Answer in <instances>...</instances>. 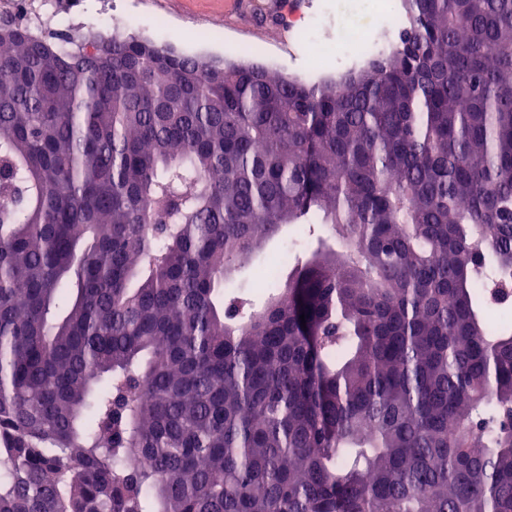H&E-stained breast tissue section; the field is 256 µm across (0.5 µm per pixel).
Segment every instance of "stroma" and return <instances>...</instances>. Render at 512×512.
Returning a JSON list of instances; mask_svg holds the SVG:
<instances>
[{"label": "stroma", "instance_id": "1", "mask_svg": "<svg viewBox=\"0 0 512 512\" xmlns=\"http://www.w3.org/2000/svg\"><path fill=\"white\" fill-rule=\"evenodd\" d=\"M300 26H318L328 39L339 35L342 25L379 29L387 14L377 0H285L283 12L263 20L248 10L225 14L224 0H83V32L106 33L105 18L132 14L137 36L166 44L178 52L220 57L233 63H259L270 71L308 83L331 81L352 71V64L328 50L316 66H309L305 48L287 29L293 13ZM218 32L217 40L199 42L198 32Z\"/></svg>", "mask_w": 512, "mask_h": 512}]
</instances>
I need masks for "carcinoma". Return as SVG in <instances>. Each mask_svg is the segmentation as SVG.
<instances>
[{
    "mask_svg": "<svg viewBox=\"0 0 512 512\" xmlns=\"http://www.w3.org/2000/svg\"><path fill=\"white\" fill-rule=\"evenodd\" d=\"M405 2L321 84L12 20L0 512H512V0ZM384 31L386 30H382V32L377 35H371L363 32L355 33L354 35H346L350 43V62L356 64L369 56L379 54L385 46L383 38Z\"/></svg>",
    "mask_w": 512,
    "mask_h": 512,
    "instance_id": "obj_1",
    "label": "carcinoma"
}]
</instances>
